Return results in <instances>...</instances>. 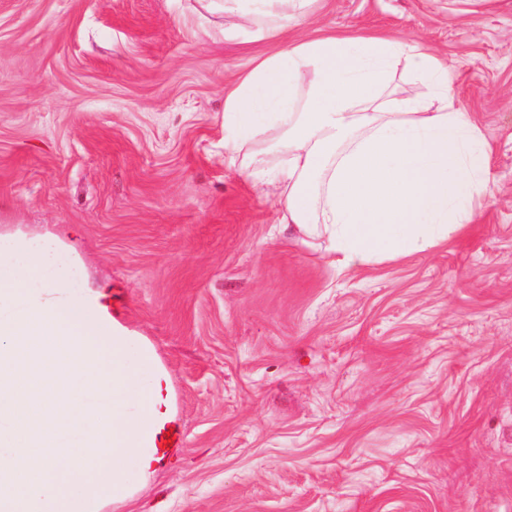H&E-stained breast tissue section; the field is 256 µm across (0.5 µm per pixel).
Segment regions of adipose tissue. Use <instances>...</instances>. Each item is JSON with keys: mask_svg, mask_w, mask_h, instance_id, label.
<instances>
[{"mask_svg": "<svg viewBox=\"0 0 512 512\" xmlns=\"http://www.w3.org/2000/svg\"><path fill=\"white\" fill-rule=\"evenodd\" d=\"M311 0H201L252 23L259 37L308 15ZM425 96L392 86L400 63ZM455 66L423 47L319 34L256 57L224 90V147L277 190V222L322 240L341 268L432 251L473 223L491 196L490 148L454 95Z\"/></svg>", "mask_w": 512, "mask_h": 512, "instance_id": "obj_1", "label": "adipose tissue"}]
</instances>
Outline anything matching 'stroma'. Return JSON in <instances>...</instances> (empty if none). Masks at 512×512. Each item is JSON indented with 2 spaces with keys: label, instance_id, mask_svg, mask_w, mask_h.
<instances>
[{
  "label": "stroma",
  "instance_id": "obj_1",
  "mask_svg": "<svg viewBox=\"0 0 512 512\" xmlns=\"http://www.w3.org/2000/svg\"><path fill=\"white\" fill-rule=\"evenodd\" d=\"M452 60L493 197L427 253L343 270L224 152L272 38L199 0H0V234L166 371L178 439L114 512H512V0H314Z\"/></svg>",
  "mask_w": 512,
  "mask_h": 512
}]
</instances>
